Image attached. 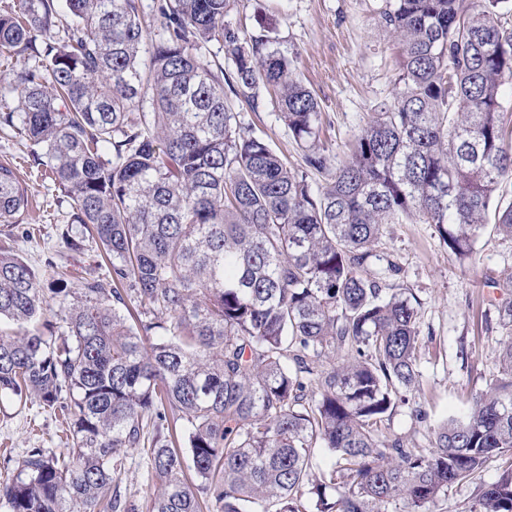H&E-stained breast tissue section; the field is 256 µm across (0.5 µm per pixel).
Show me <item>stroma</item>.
Returning a JSON list of instances; mask_svg holds the SVG:
<instances>
[{"instance_id": "1", "label": "stroma", "mask_w": 512, "mask_h": 512, "mask_svg": "<svg viewBox=\"0 0 512 512\" xmlns=\"http://www.w3.org/2000/svg\"><path fill=\"white\" fill-rule=\"evenodd\" d=\"M265 16L297 57L296 69L323 112V140L334 162L375 109L387 99L398 73L397 44L384 31L385 0H264ZM244 122L291 166L303 169L287 127L268 109L251 111L233 101ZM31 204L19 223L0 224V250L22 257L36 273L54 263L71 284L107 275L109 267L94 243L77 250L62 247L60 233L71 201L48 178L27 180ZM371 270L382 283L412 288L420 301V386L398 404L382 428L410 448H428L433 432L448 418L463 416L471 397L497 374L501 340L512 331L499 310L512 300V238L486 227L475 244V260L459 263L448 256L431 224H391L376 248ZM398 275L386 274L388 262ZM67 426L37 406L0 399V457L21 456L28 448H62ZM501 459L489 461L475 482L449 487L432 512H469L481 484L496 479Z\"/></svg>"}]
</instances>
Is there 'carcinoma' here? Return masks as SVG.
<instances>
[{
    "mask_svg": "<svg viewBox=\"0 0 512 512\" xmlns=\"http://www.w3.org/2000/svg\"><path fill=\"white\" fill-rule=\"evenodd\" d=\"M140 2L0 12V59L20 64L0 127L72 199L63 242L92 240L111 266L46 288L0 251V318L32 326L0 334V398L60 413L71 440L4 456L0 508L139 512L118 481L142 448L161 485L149 512H428L497 457L471 512H512V336L499 375L432 447L383 440L419 384L420 302L369 270L388 224L434 225L460 262L491 219L512 237V0H386L398 76L336 167L273 27L232 22L238 0H159L149 33ZM211 42L225 63L201 61ZM226 86L271 104L306 170L241 122ZM28 205L0 162V223ZM318 451L335 462L316 474Z\"/></svg>",
    "mask_w": 512,
    "mask_h": 512,
    "instance_id": "cac0c4a2",
    "label": "carcinoma"
}]
</instances>
